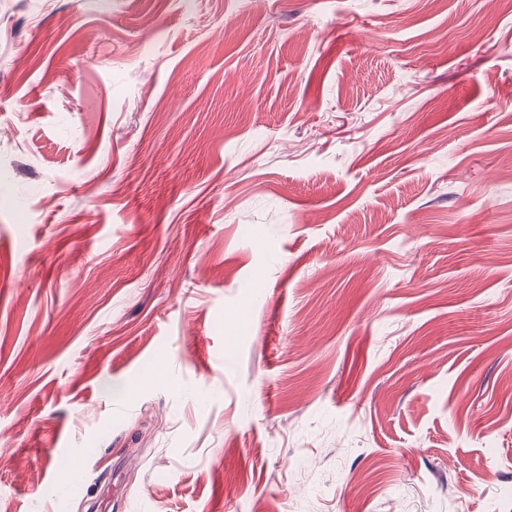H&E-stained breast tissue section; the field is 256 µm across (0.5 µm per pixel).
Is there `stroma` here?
Instances as JSON below:
<instances>
[{"mask_svg":"<svg viewBox=\"0 0 512 512\" xmlns=\"http://www.w3.org/2000/svg\"><path fill=\"white\" fill-rule=\"evenodd\" d=\"M65 501L512 512L501 0H0V512Z\"/></svg>","mask_w":512,"mask_h":512,"instance_id":"35a3bbf8","label":"stroma"}]
</instances>
